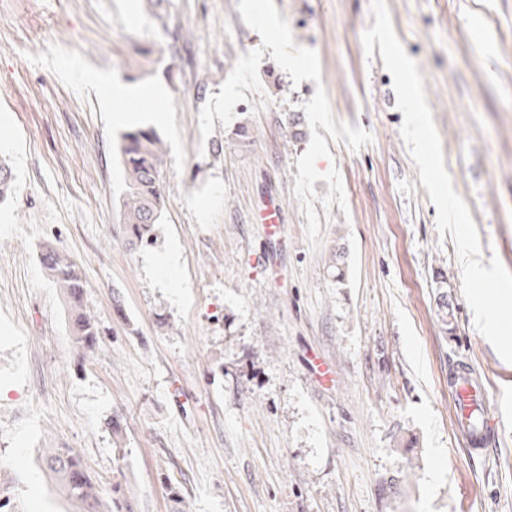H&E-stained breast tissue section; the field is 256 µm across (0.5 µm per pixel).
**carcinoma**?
Segmentation results:
<instances>
[{"label": "carcinoma", "instance_id": "carcinoma-1", "mask_svg": "<svg viewBox=\"0 0 512 512\" xmlns=\"http://www.w3.org/2000/svg\"><path fill=\"white\" fill-rule=\"evenodd\" d=\"M119 153L124 173L122 221L128 244L147 247L157 239L162 223L165 196L162 185L163 141L153 127H132L121 135ZM14 176L0 164V202L11 196ZM41 263L64 296L70 315L73 341L86 353L99 347L103 332L86 310L87 281L78 263L49 244L43 246ZM42 467L56 480L75 512H133L122 484L108 490L87 471L75 448H46Z\"/></svg>", "mask_w": 512, "mask_h": 512}]
</instances>
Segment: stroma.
I'll list each match as a JSON object with an SVG mask.
<instances>
[{"instance_id":"obj_1","label":"stroma","mask_w":512,"mask_h":512,"mask_svg":"<svg viewBox=\"0 0 512 512\" xmlns=\"http://www.w3.org/2000/svg\"><path fill=\"white\" fill-rule=\"evenodd\" d=\"M238 0H0V500L7 512H72L39 466L80 449L135 512H512V364L474 325L451 236L401 136L393 79L366 56L370 0H274L321 84L271 58L209 138L199 113L261 44ZM424 77L444 165L478 229L482 260L512 270V0H385ZM163 96L115 122L95 81ZM324 86L335 121L371 144L329 142L346 207L316 206L321 245L293 195L289 116ZM155 126L166 207L154 247L122 224L120 136ZM248 137H240V127ZM280 207L278 235L261 216ZM83 269L105 334L83 356L43 244ZM175 249L178 272L154 256ZM447 308H440V296ZM487 375L498 449L471 460L454 431L448 363ZM332 373L321 382L317 360ZM122 427L114 439L109 421ZM128 448L117 466L114 446Z\"/></svg>"}]
</instances>
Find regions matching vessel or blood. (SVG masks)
<instances>
[{
  "label": "vessel or blood",
  "mask_w": 512,
  "mask_h": 512,
  "mask_svg": "<svg viewBox=\"0 0 512 512\" xmlns=\"http://www.w3.org/2000/svg\"><path fill=\"white\" fill-rule=\"evenodd\" d=\"M448 392L455 433L466 454L473 459L485 458L502 427L499 417L488 408L489 394L481 373L469 361L453 362L448 367Z\"/></svg>",
  "instance_id": "vessel-or-blood-1"
}]
</instances>
